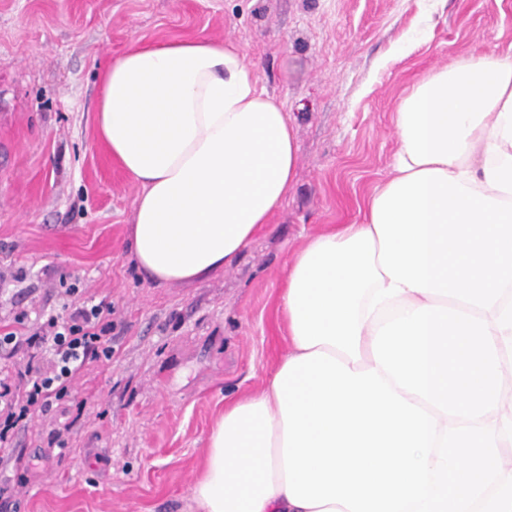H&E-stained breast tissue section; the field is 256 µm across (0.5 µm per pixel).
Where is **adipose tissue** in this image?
I'll return each instance as SVG.
<instances>
[{
	"instance_id": "ef3b65f1",
	"label": "adipose tissue",
	"mask_w": 512,
	"mask_h": 512,
	"mask_svg": "<svg viewBox=\"0 0 512 512\" xmlns=\"http://www.w3.org/2000/svg\"><path fill=\"white\" fill-rule=\"evenodd\" d=\"M96 126L142 191L130 240L160 282L232 266L293 183L298 144L282 103L230 42L130 50L100 77ZM393 176L361 220L309 240L288 266V359L321 351L374 368L380 308L446 306L489 321L512 295V46L435 69L395 114ZM274 385L224 403L193 489L198 512H347L286 494Z\"/></svg>"
}]
</instances>
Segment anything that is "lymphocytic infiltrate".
I'll list each match as a JSON object with an SVG mask.
<instances>
[{
  "instance_id": "1",
  "label": "lymphocytic infiltrate",
  "mask_w": 512,
  "mask_h": 512,
  "mask_svg": "<svg viewBox=\"0 0 512 512\" xmlns=\"http://www.w3.org/2000/svg\"><path fill=\"white\" fill-rule=\"evenodd\" d=\"M26 313L14 320L17 330L0 335V451L14 446L17 433L36 416L51 412L54 403L70 395L72 384L89 364L112 356V307L81 304L67 319L41 315L26 330ZM26 350L25 367L7 363L17 350Z\"/></svg>"
}]
</instances>
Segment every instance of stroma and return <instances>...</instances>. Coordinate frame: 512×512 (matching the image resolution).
Listing matches in <instances>:
<instances>
[{"mask_svg": "<svg viewBox=\"0 0 512 512\" xmlns=\"http://www.w3.org/2000/svg\"><path fill=\"white\" fill-rule=\"evenodd\" d=\"M230 41L284 105L299 144L281 208L230 268L158 283L129 247L141 192L99 139V75L137 46ZM512 45L493 0H0V323L60 311L63 291L111 304L112 357L64 458L60 408L0 453L17 512H191L224 399L260 393L288 352L287 266L308 239L359 220L393 175L400 102L432 70Z\"/></svg>", "mask_w": 512, "mask_h": 512, "instance_id": "35a3bbf8", "label": "stroma"}]
</instances>
